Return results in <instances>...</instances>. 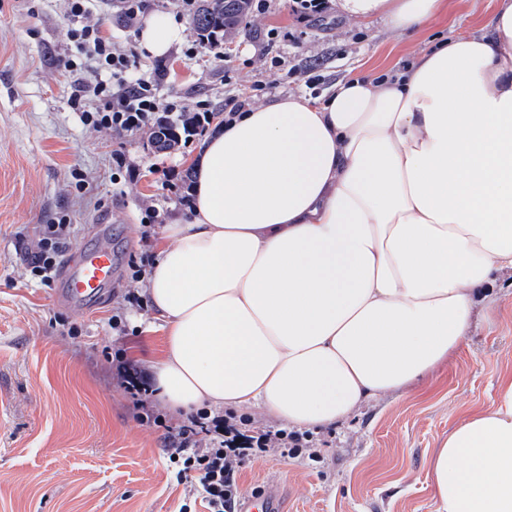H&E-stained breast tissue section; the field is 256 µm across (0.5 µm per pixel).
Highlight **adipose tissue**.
Here are the masks:
<instances>
[{
	"mask_svg": "<svg viewBox=\"0 0 512 512\" xmlns=\"http://www.w3.org/2000/svg\"><path fill=\"white\" fill-rule=\"evenodd\" d=\"M442 0H338L420 29ZM183 27L154 16L143 47ZM145 290L166 333L171 412L261 410L300 432L353 416L448 360L479 291L512 271V0L486 34L405 68L288 95L217 126L193 157ZM436 512H512V375L428 461Z\"/></svg>",
	"mask_w": 512,
	"mask_h": 512,
	"instance_id": "adipose-tissue-1",
	"label": "adipose tissue"
}]
</instances>
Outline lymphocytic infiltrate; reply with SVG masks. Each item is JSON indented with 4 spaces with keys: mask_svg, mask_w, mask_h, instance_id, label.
<instances>
[{
    "mask_svg": "<svg viewBox=\"0 0 512 512\" xmlns=\"http://www.w3.org/2000/svg\"><path fill=\"white\" fill-rule=\"evenodd\" d=\"M87 15V0H71L67 35L86 56L82 64L70 58L62 61L73 77L72 105L81 109L92 126L120 136L150 131L164 123L174 110L173 104L158 94L164 65H157L149 74L136 73V52L115 47L100 26L86 24ZM68 237L66 220L43 225L30 252L31 273L50 280ZM165 439L177 478L196 473V490L209 512H226L238 492L236 472L246 458L272 453L294 457L308 447L313 436L260 428L247 435L222 416L196 413L188 415L183 424L168 428Z\"/></svg>",
    "mask_w": 512,
    "mask_h": 512,
    "instance_id": "obj_1",
    "label": "lymphocytic infiltrate"
}]
</instances>
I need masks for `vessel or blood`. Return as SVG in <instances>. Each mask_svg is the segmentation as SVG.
Masks as SVG:
<instances>
[{
  "instance_id": "obj_1",
  "label": "vessel or blood",
  "mask_w": 512,
  "mask_h": 512,
  "mask_svg": "<svg viewBox=\"0 0 512 512\" xmlns=\"http://www.w3.org/2000/svg\"><path fill=\"white\" fill-rule=\"evenodd\" d=\"M116 276L112 237L100 230L95 240L79 245L64 258L57 279V297L76 309L96 306L111 290ZM239 512H282L280 488L269 483L257 496L243 497Z\"/></svg>"
}]
</instances>
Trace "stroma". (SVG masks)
Wrapping results in <instances>:
<instances>
[{
	"label": "stroma",
	"instance_id": "1",
	"mask_svg": "<svg viewBox=\"0 0 512 512\" xmlns=\"http://www.w3.org/2000/svg\"><path fill=\"white\" fill-rule=\"evenodd\" d=\"M496 0H444L437 16L406 37L386 22L366 26L341 12L299 21L287 0H271L234 38L230 60H189L198 35L191 17L166 54L159 87L192 108L203 101L224 118L225 97L266 89L261 102L291 93L325 99L337 82L404 68L415 54L452 33L485 25ZM69 0H0V512H207L177 480L165 431L141 425L120 372L150 373L165 336L129 264L155 254L168 215L187 211L191 137L169 151L148 134L119 138L84 124L70 101L71 78L60 66L78 51L66 37ZM91 20L113 42L139 51V32L123 26L113 0ZM278 31L268 40L269 31ZM269 46V57L259 55ZM317 77L308 87L307 77ZM122 151L136 176L117 169ZM82 170L90 188L72 176ZM155 209L150 227L142 221ZM112 215L119 281L102 307L82 312L55 297V283L28 267L41 225L66 218L72 251L95 219ZM138 303L126 300L129 293ZM122 320L112 327V316ZM512 371V273L505 271L479 307L470 335L448 361L408 387L365 403L340 426L317 433L319 457L247 459L236 474L239 495L279 482L287 512H434L427 461L467 412L489 407L501 374Z\"/></svg>",
	"mask_w": 512,
	"mask_h": 512
}]
</instances>
